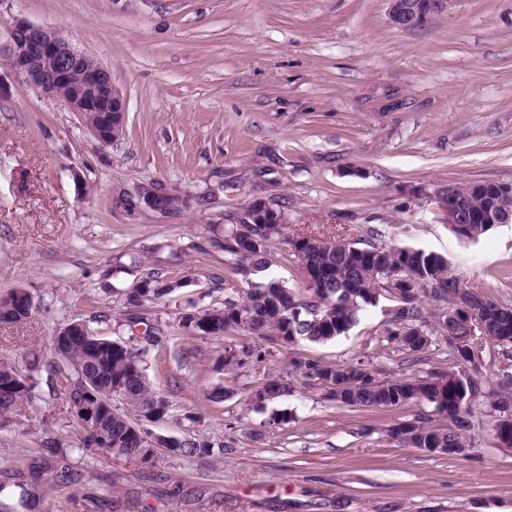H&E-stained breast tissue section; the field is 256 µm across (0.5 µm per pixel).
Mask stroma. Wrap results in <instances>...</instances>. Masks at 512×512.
I'll return each instance as SVG.
<instances>
[{
	"label": "stroma",
	"instance_id": "stroma-1",
	"mask_svg": "<svg viewBox=\"0 0 512 512\" xmlns=\"http://www.w3.org/2000/svg\"><path fill=\"white\" fill-rule=\"evenodd\" d=\"M15 17L62 27L110 71L126 114L119 140L101 144L0 60V297L22 289L35 304L28 322L0 326V366L25 369L32 349L52 362L55 332L87 324L140 350L171 404L153 432L224 450L149 466L88 447L64 370L0 424L1 501L16 504L27 463L50 447L67 449L83 480L45 491L37 512H87L100 473L118 512H512V449L487 404L473 408L467 455L430 454L387 435L421 406L355 410L291 367L362 361L392 380L447 369L446 347L415 365L383 342L389 301L346 336L277 347L240 370L217 360L257 337L182 326L184 313L240 300L245 279L213 242L256 200L285 214L257 280L303 291L287 241L312 235L443 254L463 285L512 306V223L464 241L435 201L453 183L512 185V0H448L414 29L391 24L386 0H0V47ZM145 184L186 207H115ZM150 272L178 289L127 305ZM155 328L162 339L146 346ZM269 374L293 392L253 405ZM218 387L230 396L217 403Z\"/></svg>",
	"mask_w": 512,
	"mask_h": 512
}]
</instances>
